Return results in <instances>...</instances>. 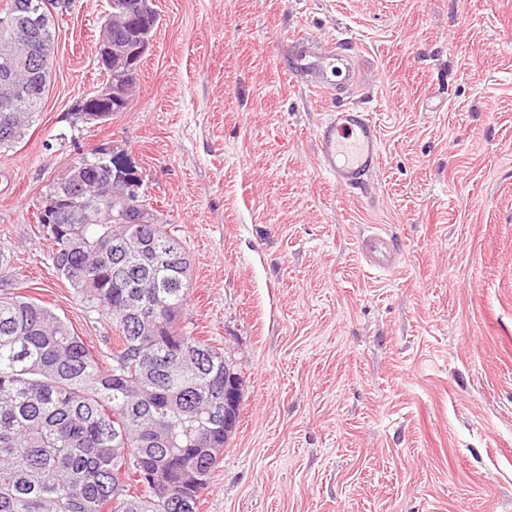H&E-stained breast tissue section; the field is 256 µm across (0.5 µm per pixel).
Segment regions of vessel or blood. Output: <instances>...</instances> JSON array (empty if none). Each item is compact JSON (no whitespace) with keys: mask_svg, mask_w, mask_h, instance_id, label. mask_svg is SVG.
Instances as JSON below:
<instances>
[{"mask_svg":"<svg viewBox=\"0 0 512 512\" xmlns=\"http://www.w3.org/2000/svg\"><path fill=\"white\" fill-rule=\"evenodd\" d=\"M338 46L335 38L317 39L300 34L289 38L281 55L289 75L297 83L331 100L337 86L327 81L325 75L348 66ZM313 137L318 165L336 185L359 189L376 172L380 162V133L367 111L355 107L330 109L315 126ZM359 249L369 269L394 271L399 267L400 251L383 232L363 237Z\"/></svg>","mask_w":512,"mask_h":512,"instance_id":"b4317fda","label":"vessel or blood"}]
</instances>
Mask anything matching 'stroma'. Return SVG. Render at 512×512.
Masks as SVG:
<instances>
[{"label": "stroma", "instance_id": "1", "mask_svg": "<svg viewBox=\"0 0 512 512\" xmlns=\"http://www.w3.org/2000/svg\"><path fill=\"white\" fill-rule=\"evenodd\" d=\"M127 110H75L106 81L107 0L54 15L55 67L0 152V294L46 305L103 361L106 318L58 277L36 204L102 151L193 263L180 325L228 348L239 423L198 512H512V0H155ZM342 38L335 101L277 47ZM364 108L381 164L363 191L317 165L332 105ZM381 227L403 253L370 271Z\"/></svg>", "mask_w": 512, "mask_h": 512}]
</instances>
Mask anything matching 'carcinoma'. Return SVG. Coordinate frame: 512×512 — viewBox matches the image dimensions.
<instances>
[{
    "instance_id": "cac0c4a2",
    "label": "carcinoma",
    "mask_w": 512,
    "mask_h": 512,
    "mask_svg": "<svg viewBox=\"0 0 512 512\" xmlns=\"http://www.w3.org/2000/svg\"><path fill=\"white\" fill-rule=\"evenodd\" d=\"M62 0H6L3 43L25 52L26 22L51 15ZM39 52L57 64L51 27ZM31 93L8 106L14 130L0 149L19 144L40 112ZM66 221H36L53 244L58 274L109 318L112 365L102 367L50 308L24 295L0 297V512H198L224 447V348L180 331L189 287L174 272L186 254L174 230L137 217L116 223L112 206L93 204L83 185L54 182ZM160 244L157 267L129 257L112 266V237L122 232ZM133 287L154 310L158 336H137L121 310Z\"/></svg>"
}]
</instances>
